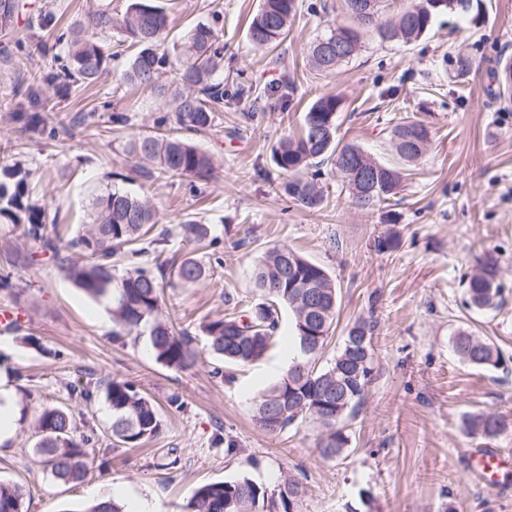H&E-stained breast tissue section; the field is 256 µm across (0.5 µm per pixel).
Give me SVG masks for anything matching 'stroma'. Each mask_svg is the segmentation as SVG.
<instances>
[{"label":"stroma","instance_id":"obj_1","mask_svg":"<svg viewBox=\"0 0 512 512\" xmlns=\"http://www.w3.org/2000/svg\"><path fill=\"white\" fill-rule=\"evenodd\" d=\"M22 14L0 31V170L30 171V200L59 225L65 238L82 232L92 196L125 177L124 188L147 197L159 226L187 219L206 224L224 257L212 278L164 288L163 314L196 338L199 362L179 369L158 363L146 338L115 335L112 315L69 279L55 262L23 261L35 251L22 226L0 224V273L18 292L0 289V307L15 309L20 332L0 334V380L13 391L15 431L0 443V480L22 486L25 512H84L116 497L141 501L147 512H186L208 483L248 476L269 486L297 478L298 512H512V483L490 491L467 470L466 453L492 446L512 454V426L497 440L468 435L471 414L493 410L512 423V374L462 362L452 347L457 329L489 339L512 367V97H495L490 74L512 59V0H472L464 14H444L411 43L366 38L358 53L328 76L310 69L312 41L344 17L343 0H299L288 38L277 50L254 46L247 22L260 0H156L167 11L168 41L197 21L214 23L224 46V76L252 82L263 108L256 120L228 105L213 130L193 143L213 157L215 178L197 197L188 180L139 173L125 151L134 133L152 130L166 110L149 92L122 84L126 59L112 64L96 86L58 96L35 81L50 57L62 53L57 31L82 21L87 0H23ZM470 61L459 73L454 61ZM297 90L281 100L282 82ZM340 98L336 136L376 160L401 161L391 128L401 120L427 126V152L409 166L398 203L357 208L340 175L323 164L320 209L285 199L271 164L281 137L298 134L319 97ZM110 100L113 110H100ZM125 121L117 124L113 113ZM41 122L29 130L20 114ZM59 137H52V129ZM266 169L268 177L258 176ZM400 249L376 251L386 232ZM285 245L324 267L341 303L330 351L347 326L375 316L377 374L340 458L324 459L320 427L306 419L283 432L256 424L253 401L285 371L287 346L263 360L229 365L213 376L204 322L232 313V301L253 300L251 269L268 248ZM498 260L503 288L496 309L476 313L465 304V282L484 253ZM134 382L153 397L160 435L139 448L112 445V413L71 388L88 379ZM179 395L183 408L170 406ZM64 405L86 421L97 440L84 481L55 480L35 451L41 406ZM233 437L235 456L214 442Z\"/></svg>","mask_w":512,"mask_h":512}]
</instances>
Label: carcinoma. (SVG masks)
Listing matches in <instances>:
<instances>
[{
  "mask_svg": "<svg viewBox=\"0 0 512 512\" xmlns=\"http://www.w3.org/2000/svg\"><path fill=\"white\" fill-rule=\"evenodd\" d=\"M359 0H344L347 23L316 39L308 53V65L329 73L341 61L328 55L321 42L341 37L349 56H354L363 38L373 35L381 41L410 43L423 36L436 18L448 12H465L470 0H415L409 7L384 22V27L361 25L355 14ZM298 11V0H260L249 22L248 39L258 47H276L285 41ZM168 18L164 8L150 0H126L124 10L112 8V0H96L87 12L88 34L70 31L68 64L51 63L40 79L59 93L69 94L96 84L108 74L112 54L99 37H110L117 30L123 42L136 52L129 59L124 79L154 94L171 107L176 125L187 132L200 133L214 127L215 114L224 111V101H251L249 119L257 117L252 87H224V47L218 32L207 21H199L185 37L164 46ZM341 104L335 95L318 98L304 113L301 134L280 139L272 151L274 168L288 176L281 184L282 194L309 208L323 205L324 193L316 175L297 176L316 161L346 166L342 175L352 202L365 209L393 200L399 193L403 173L384 165L361 147L343 144L336 138L337 112ZM396 154L413 163L426 151L430 131L420 123L401 121L391 130ZM135 159L154 162L159 174L183 177L192 183L209 182L213 177L212 156L199 146L175 136L140 132L128 143ZM359 170L371 175L364 182L350 173ZM30 172L15 166L0 173V223L24 224V235L38 243L42 252L62 265L69 278L89 297L110 305L113 324L131 334L148 333V345L155 360L168 367L183 368L194 363L197 351L194 337L175 327L173 321L159 318L164 282L176 280L195 284L211 276L212 264L188 257L156 269L141 266L116 272L117 256L138 259L159 251L170 230L154 231L155 212L148 202L120 187L106 188L92 198L91 222L81 237L69 246L83 252L84 262H71L62 255V239L49 236L41 209L28 200ZM181 241L200 249L214 241L203 224L186 220L178 225ZM254 287L261 301L242 314L211 320L204 324L211 355L224 363L248 364L263 359L280 341L279 312H292L294 357L280 380L254 400L255 419L271 432H283L306 418L322 426L319 447L322 456L333 460L349 447L348 421L353 419L365 393L375 379L376 358L373 335L376 323L359 319L347 327L341 347L332 360L318 365L336 322L339 293L328 271L282 245L265 250L252 271ZM502 296L498 264L484 255L479 272L469 277L466 303L477 311L494 309ZM459 358L476 367H499L505 363L500 350L490 341L460 330L453 340ZM89 402L103 393L112 411L113 444L137 448L159 434L161 419L154 401L133 384L112 378L89 380L72 388ZM508 428L506 419L494 412L474 414L468 431L485 440H496ZM38 441L35 451L45 457L54 478L63 483L82 479L93 463L95 443L81 432V421L66 406H45L37 417ZM302 490L298 480L288 478L269 488L248 477L201 486L188 502L187 512H296ZM21 486L0 480V512H22Z\"/></svg>",
  "mask_w": 512,
  "mask_h": 512,
  "instance_id": "obj_1",
  "label": "carcinoma"
}]
</instances>
